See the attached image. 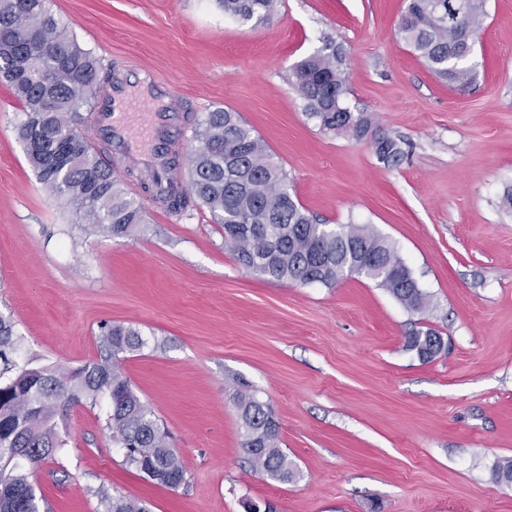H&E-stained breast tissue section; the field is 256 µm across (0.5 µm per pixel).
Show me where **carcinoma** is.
<instances>
[{"mask_svg": "<svg viewBox=\"0 0 512 512\" xmlns=\"http://www.w3.org/2000/svg\"><path fill=\"white\" fill-rule=\"evenodd\" d=\"M280 0H219L224 14L263 24ZM449 0H408L398 35L439 78L464 87L474 75L475 34L486 0H459L462 23L448 20ZM112 65L82 47L47 0H0V79L9 83L25 118L18 126L26 157L50 196L72 209L75 223L131 236L145 226L141 203L83 136L87 115ZM306 113L325 132L366 135L374 124L345 105L343 52L330 37L295 64L289 75ZM55 107L45 106L46 97ZM378 158L397 164L404 153L385 137ZM144 191L174 212L201 205L224 232V247L243 267L276 281L335 285L346 274L377 282L407 312L423 313L431 299L394 244L369 225L346 224L335 233L319 224L291 194L288 176L265 142L236 112L215 109L195 130L189 151L188 190L154 182ZM23 339L0 314V512H51L33 482L34 471L66 446L74 408L106 397L105 428L124 450L125 463L151 481L176 489L186 481L181 456L171 448L153 411L119 368L125 354L145 345L134 326L103 323L98 358L76 368L28 367L14 355ZM407 346L423 359L444 348L432 329L417 330ZM242 447L252 466L289 482L297 470L280 448L279 423L269 404L238 397ZM102 512H146L137 501L98 491Z\"/></svg>", "mask_w": 512, "mask_h": 512, "instance_id": "1", "label": "carcinoma"}]
</instances>
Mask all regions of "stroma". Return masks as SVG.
<instances>
[{
	"mask_svg": "<svg viewBox=\"0 0 512 512\" xmlns=\"http://www.w3.org/2000/svg\"><path fill=\"white\" fill-rule=\"evenodd\" d=\"M407 0H281L267 23L219 0H49L103 62L146 64L198 121L238 112L322 224H369L395 244L432 306L408 313L375 281L298 286L250 273L208 210L146 211V229L83 230L42 188L0 82V314L19 363L77 367L103 322L146 344L122 370L187 470L176 489L124 462L107 401L73 410L67 444L33 476L53 512H99V489L148 512H512V0H487L476 76L440 81L400 39ZM331 37L346 55V104L398 141L391 166L369 138L322 132L288 74ZM432 328L446 348L408 349ZM270 404L298 469H253L235 406ZM407 346L415 350L419 357L430 359L444 348V340L440 334L432 329L416 330L408 336Z\"/></svg>",
	"mask_w": 512,
	"mask_h": 512,
	"instance_id": "1",
	"label": "stroma"
}]
</instances>
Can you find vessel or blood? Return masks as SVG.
Wrapping results in <instances>:
<instances>
[{"label":"vessel or blood","mask_w":512,"mask_h":512,"mask_svg":"<svg viewBox=\"0 0 512 512\" xmlns=\"http://www.w3.org/2000/svg\"><path fill=\"white\" fill-rule=\"evenodd\" d=\"M191 127L179 92L163 85L154 70H116L91 112L86 137L111 143L125 171L146 172L148 180L185 188L186 143ZM178 164H171V157Z\"/></svg>","instance_id":"1"}]
</instances>
